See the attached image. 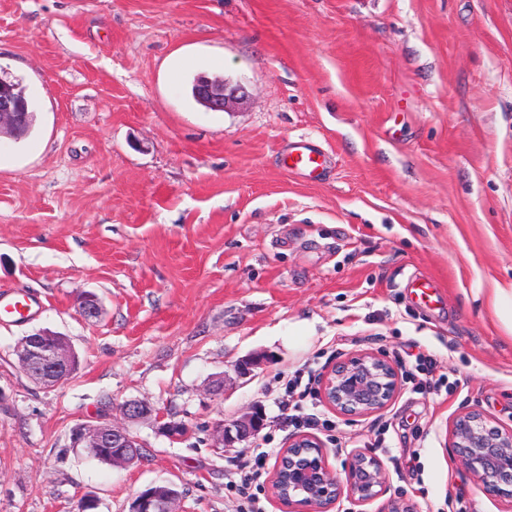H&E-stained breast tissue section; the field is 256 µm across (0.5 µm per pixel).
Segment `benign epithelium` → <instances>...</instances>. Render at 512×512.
Masks as SVG:
<instances>
[{"mask_svg":"<svg viewBox=\"0 0 512 512\" xmlns=\"http://www.w3.org/2000/svg\"><path fill=\"white\" fill-rule=\"evenodd\" d=\"M196 93L212 111H226L246 97L245 87L229 80H202ZM26 112L20 100L6 86H0V135L19 138L26 134ZM79 311L86 319L96 318L100 300L86 293ZM42 332L22 338L17 353L23 370L36 383L48 386L70 375L76 359L69 340L49 345ZM399 373L384 356L361 352L331 366L322 379L319 397L341 416H361L386 408L398 389ZM155 414L147 402L129 400L121 407L126 419ZM264 428V414L252 409L240 418L213 430L217 448H233L235 444L255 438ZM452 448L459 462L495 497L512 502V428L491 420L482 411L471 409L453 422ZM72 447L92 452L115 448L114 462L123 463L136 457L141 443L122 424L110 420L82 424L71 435ZM272 493L285 507V512H309V508L328 509L347 495L359 504L370 502L386 491L381 463L358 453L348 463L344 476L333 472L326 461L322 443L302 434L280 454L271 481ZM179 494L170 490L158 494L150 489L135 497L130 512H181Z\"/></svg>","mask_w":512,"mask_h":512,"instance_id":"obj_1","label":"benign epithelium"}]
</instances>
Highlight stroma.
Listing matches in <instances>:
<instances>
[{
	"label": "stroma",
	"instance_id": "obj_1",
	"mask_svg": "<svg viewBox=\"0 0 512 512\" xmlns=\"http://www.w3.org/2000/svg\"><path fill=\"white\" fill-rule=\"evenodd\" d=\"M0 69L35 105L0 138V295L39 307L0 319V512H130L174 483L183 512H235L238 465L294 435L289 375L416 346L450 394L400 384L383 410L318 432L331 469L384 434V494L330 512H507L456 460L455 418L512 426V333L491 304L512 289V0H0ZM200 75L248 95L194 101ZM326 154L312 181L290 144ZM437 290L421 300L419 280ZM101 312L84 318L83 293ZM67 336L76 372L44 389L19 340ZM257 357L249 376L233 366ZM137 399L181 423L127 422L141 459L72 447L80 424ZM266 425L232 448L211 434L251 408ZM283 166L289 173L318 180L323 171L322 153L310 141L300 139L290 147Z\"/></svg>",
	"mask_w": 512,
	"mask_h": 512
}]
</instances>
